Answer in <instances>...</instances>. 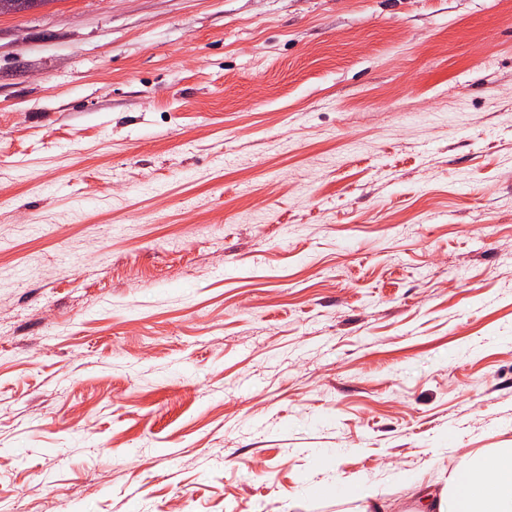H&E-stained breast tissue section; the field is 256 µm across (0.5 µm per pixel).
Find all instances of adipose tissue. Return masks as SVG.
Masks as SVG:
<instances>
[{
    "instance_id": "adipose-tissue-1",
    "label": "adipose tissue",
    "mask_w": 512,
    "mask_h": 512,
    "mask_svg": "<svg viewBox=\"0 0 512 512\" xmlns=\"http://www.w3.org/2000/svg\"><path fill=\"white\" fill-rule=\"evenodd\" d=\"M411 492L408 512H512V446L467 452L442 486L401 474Z\"/></svg>"
}]
</instances>
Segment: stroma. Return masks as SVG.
<instances>
[{"instance_id":"stroma-1","label":"stroma","mask_w":512,"mask_h":512,"mask_svg":"<svg viewBox=\"0 0 512 512\" xmlns=\"http://www.w3.org/2000/svg\"><path fill=\"white\" fill-rule=\"evenodd\" d=\"M511 444L512 0L0 16V512H354Z\"/></svg>"}]
</instances>
